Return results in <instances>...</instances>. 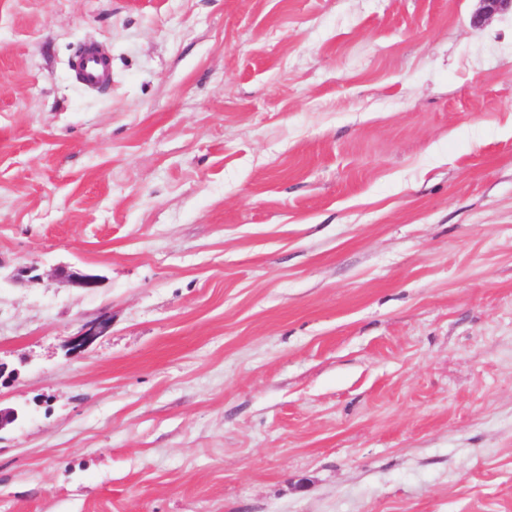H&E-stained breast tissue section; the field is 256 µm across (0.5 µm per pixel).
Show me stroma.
<instances>
[{
  "instance_id": "obj_1",
  "label": "stroma",
  "mask_w": 512,
  "mask_h": 512,
  "mask_svg": "<svg viewBox=\"0 0 512 512\" xmlns=\"http://www.w3.org/2000/svg\"><path fill=\"white\" fill-rule=\"evenodd\" d=\"M478 8L0 0V512H512V10ZM110 75V65L96 57H87L81 69V76L87 85L97 86Z\"/></svg>"
}]
</instances>
